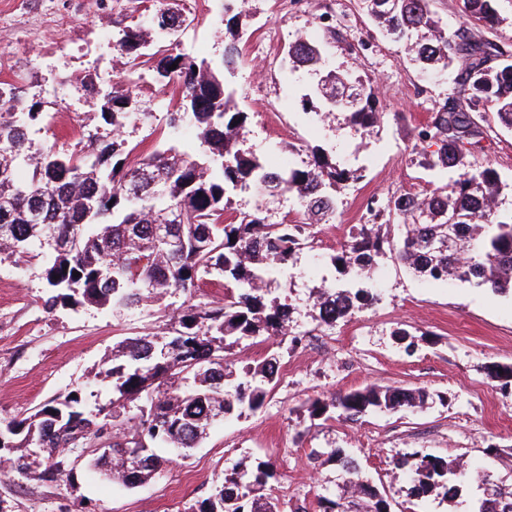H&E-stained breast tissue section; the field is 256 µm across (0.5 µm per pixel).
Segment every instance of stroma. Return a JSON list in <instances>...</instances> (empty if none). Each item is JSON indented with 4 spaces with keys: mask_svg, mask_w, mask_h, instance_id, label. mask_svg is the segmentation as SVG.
Instances as JSON below:
<instances>
[{
    "mask_svg": "<svg viewBox=\"0 0 512 512\" xmlns=\"http://www.w3.org/2000/svg\"><path fill=\"white\" fill-rule=\"evenodd\" d=\"M462 0H433L431 9L448 31L467 27L476 40L490 39L512 51V0H498L494 30L465 26ZM192 23L182 36L184 52L218 60L224 51L221 0H187ZM244 62L228 76L240 108L248 112L246 146L254 154L309 156L320 147L358 171L338 194L336 221L312 229V244L298 251L272 293L293 308L286 336L250 338L228 360L233 369L275 355L278 374L263 406L215 422L189 459L171 458L144 486L127 489L79 463L78 490L63 482L42 483L0 477L6 512H186L207 498L236 465L271 463L270 498L280 512L306 507L319 512L322 498L337 499L345 475L332 455L343 450L359 465L360 478L387 496L393 512H470L482 495L477 480L460 485L456 498H410L408 473L396 467L404 453L420 450L471 462L494 483L512 485V386L503 387L490 370L512 364V291L494 293L473 282H430L412 275L396 259L380 258L375 268L378 299L350 320L319 324L311 310L316 288L335 282L329 257L352 228L367 223L368 208L380 210L381 236L400 229L384 207L402 193L429 192L424 167L427 145L415 135L431 121L453 90L451 80L421 70L401 43L383 33L362 0H249ZM66 12L70 30L52 29L45 14ZM111 17L96 0H0V81L26 84L30 92L52 95L49 131L33 146L68 145V136L88 124L100 102L84 86L85 70L116 76L129 71L126 58L110 48ZM307 37L321 42L326 66L368 80L384 117L378 132H355L342 120L304 113L300 99L317 78L289 70V44ZM134 98L147 119L128 125L127 147L142 153L165 137L169 96L155 79L135 84ZM474 161L491 164L512 182V131L495 128L475 151ZM46 284L39 257L0 262V417L28 416L48 401L82 389L88 405L108 403L110 380L97 372L119 342L161 331L159 306L112 311L95 306H42ZM408 330L413 346L399 340ZM300 343H292V336ZM377 386L422 392L423 406L375 412L356 422L316 418L314 400Z\"/></svg>",
    "mask_w": 512,
    "mask_h": 512,
    "instance_id": "35a3bbf8",
    "label": "stroma"
}]
</instances>
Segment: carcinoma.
Wrapping results in <instances>:
<instances>
[{"mask_svg":"<svg viewBox=\"0 0 512 512\" xmlns=\"http://www.w3.org/2000/svg\"><path fill=\"white\" fill-rule=\"evenodd\" d=\"M137 20H116L114 47L135 65H147L170 99L168 139L183 128L196 131L189 153L175 145L155 147L128 162L122 130L139 115L130 85L108 92L91 86L101 100L98 123L112 127V141L88 151L51 146L33 150L31 132L49 128L44 102L20 86L0 82V261L23 260L45 249L43 307L138 308L164 296L194 295L200 282L219 277L224 302L181 304L171 310V330L131 338L112 348L99 375L112 380V400L87 408L82 390L53 399L22 419H0V470L21 480L74 481V455L91 456L90 466L126 488H136L161 467L160 446L182 457L197 447L210 426L234 411H256L266 385L279 371L277 357L245 366L239 376L224 353L244 339L284 336L290 307L268 298L295 252L308 244L303 225L336 219L337 191L354 173L317 149L299 166L274 170L244 148L248 113L239 108L224 78L243 59L239 21L246 0H224V56L217 64L196 59L170 44L151 53L146 28L175 39L186 19L174 22L180 0H142ZM374 19L416 61L446 68L454 60V92L416 139L437 151L426 158L439 183L425 195L402 193L388 200L401 221V239L385 241L374 225L362 224L330 262L351 284L322 286L313 309L333 325L372 304L368 284L376 259L391 252L416 276L429 281H474L492 290L512 289V210H501L506 188L498 171L467 160L485 139L477 110L494 109L498 124L512 130V53L491 41H473L465 30L448 34L434 20L432 0H395L389 10L364 0ZM496 0H464L466 23L489 30L498 18ZM292 69L326 72L314 95L300 100L316 115L341 112L352 128L371 133L382 113L371 88L357 78L325 71L320 44L299 38L288 46ZM177 67H172V64ZM456 178L448 179V170ZM291 195L297 219L275 222L269 209L225 216L233 192ZM79 272L74 276L73 272ZM138 415L126 417L129 401ZM424 396L409 389L370 387L315 400L311 416L334 409L345 421L374 412L417 407ZM138 462L129 463L128 453ZM348 475L351 498L324 499L323 512H391L388 499L359 479L355 463L333 452ZM412 473L409 494L458 495L462 463L414 452L402 462ZM275 478L270 463L224 475L214 492L187 512H278L263 495ZM484 498L475 512H512V487L481 475ZM247 491H242V488Z\"/></svg>","mask_w":512,"mask_h":512,"instance_id":"carcinoma-1","label":"carcinoma"}]
</instances>
